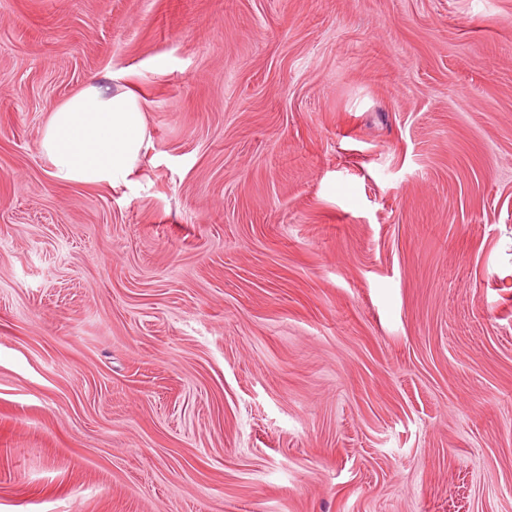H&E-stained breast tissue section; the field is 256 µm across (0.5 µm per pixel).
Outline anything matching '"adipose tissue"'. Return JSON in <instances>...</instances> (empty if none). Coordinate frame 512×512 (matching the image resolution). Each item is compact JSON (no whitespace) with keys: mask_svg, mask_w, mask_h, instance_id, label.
<instances>
[{"mask_svg":"<svg viewBox=\"0 0 512 512\" xmlns=\"http://www.w3.org/2000/svg\"><path fill=\"white\" fill-rule=\"evenodd\" d=\"M89 79L52 112L39 143L60 182L128 184L145 154L149 136L140 97L120 83Z\"/></svg>","mask_w":512,"mask_h":512,"instance_id":"1","label":"adipose tissue"}]
</instances>
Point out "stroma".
<instances>
[{
	"label": "stroma",
	"mask_w": 512,
	"mask_h": 512,
	"mask_svg": "<svg viewBox=\"0 0 512 512\" xmlns=\"http://www.w3.org/2000/svg\"><path fill=\"white\" fill-rule=\"evenodd\" d=\"M0 512H512V0H0ZM109 75L112 86L91 78L52 112L39 143L59 182L108 184L130 182L149 142L140 97Z\"/></svg>",
	"instance_id": "35a3bbf8"
}]
</instances>
